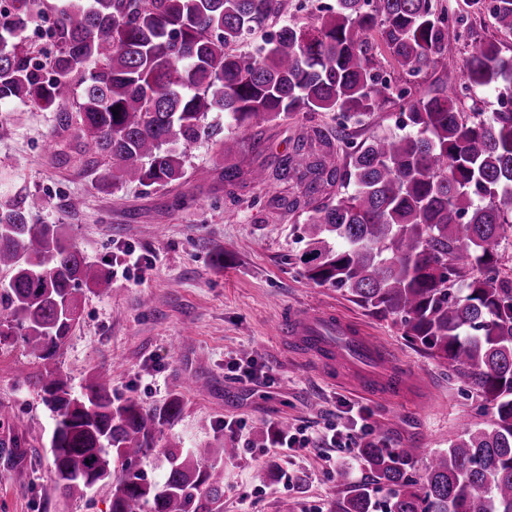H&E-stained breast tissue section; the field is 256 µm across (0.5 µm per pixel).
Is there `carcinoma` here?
<instances>
[{
    "mask_svg": "<svg viewBox=\"0 0 512 512\" xmlns=\"http://www.w3.org/2000/svg\"><path fill=\"white\" fill-rule=\"evenodd\" d=\"M7 2L0 105L56 112L60 129L83 139L99 187L165 190L186 177L187 151L200 142L227 157L261 120L338 114L336 129L308 128L281 160L305 193L280 205L310 209L297 257L304 277L392 318L494 409L417 478V449L364 444V464L389 490L384 512H512V266L501 253L512 239V55L493 41L461 61L448 53L450 41L470 36L472 16L487 14L511 34L512 0H464L456 15L439 0H335L313 21L272 33L266 22L282 0H68L51 56L22 39L42 0ZM258 33L257 53L238 50ZM390 62L411 77L431 68L439 83L413 98L385 77ZM500 87V111H461L462 97ZM390 102L409 131L349 137L348 120L377 118ZM211 112L224 113L231 132L221 135ZM337 183L353 190L319 200ZM44 205L28 195L0 202V341L13 337L50 365L79 320L80 287L107 293L112 276L61 225L32 223ZM37 386L55 417V492L83 496L108 482L110 512H220L222 487L205 462L236 449L164 440L182 412L179 394L159 405L123 400L101 372L75 392L52 367ZM159 447L160 484L140 469ZM0 452L18 482L32 479L18 439L0 442ZM344 512H378L371 491L357 486Z\"/></svg>",
    "mask_w": 512,
    "mask_h": 512,
    "instance_id": "cac0c4a2",
    "label": "carcinoma"
}]
</instances>
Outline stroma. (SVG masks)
<instances>
[{"label": "stroma", "instance_id": "obj_1", "mask_svg": "<svg viewBox=\"0 0 512 512\" xmlns=\"http://www.w3.org/2000/svg\"><path fill=\"white\" fill-rule=\"evenodd\" d=\"M487 41L512 53V35L489 17H474L469 41L451 42L455 58ZM332 126L331 113L301 112L262 121L246 147L222 157L200 143L189 153L186 178L157 190L136 184L95 187L80 143L61 131L56 115L22 103L0 106V196L38 195L46 208L41 224H59L88 261L112 266V290H83L81 315L61 348L56 366L73 390L96 369L112 373L116 396L159 404L181 393L183 409L169 438L181 446L234 441V457L213 461L224 487L222 512H341L348 491L372 476L353 449L322 445L326 428L348 409L360 410L372 429L393 446L418 454L412 476L464 429L491 418L475 389L447 366L402 336L392 320L372 315L351 296L309 283L294 258L306 247L305 211L281 208V196L300 195L295 181L273 175L278 157L311 125ZM240 171L235 189L224 184L225 165ZM264 171L256 183L254 171ZM81 201L69 210V199ZM136 267L121 264L124 253ZM327 306L360 323L390 349L398 363L420 374L411 398L389 401L362 394L340 373L322 374L295 355L278 331L284 308ZM235 360L261 367L255 382H239L227 369ZM44 363L21 344H0V404L11 430L25 441L34 479L20 485L0 460V512H110L111 491L99 484L85 496L62 497L53 489L48 448L52 413L34 380ZM232 420L236 429H225ZM306 430L312 448L283 456L273 451L269 429L279 421Z\"/></svg>", "mask_w": 512, "mask_h": 512}]
</instances>
